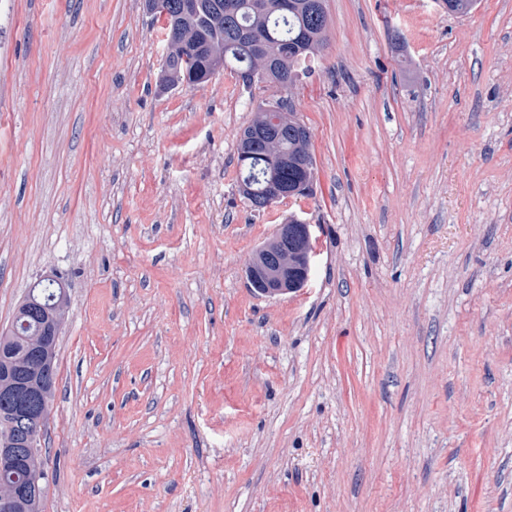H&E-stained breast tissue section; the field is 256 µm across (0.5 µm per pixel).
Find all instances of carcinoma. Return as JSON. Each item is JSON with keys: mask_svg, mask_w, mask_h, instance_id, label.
I'll use <instances>...</instances> for the list:
<instances>
[{"mask_svg": "<svg viewBox=\"0 0 512 512\" xmlns=\"http://www.w3.org/2000/svg\"><path fill=\"white\" fill-rule=\"evenodd\" d=\"M164 16L168 54L162 80L169 87L208 81L221 69L233 70L242 85L254 86L247 70L251 58L267 61L259 84L276 87L280 95L260 102L246 126L237 133L239 195L249 206L277 198L275 186L288 184L294 196L313 192L315 158L305 123L298 117L294 89L301 77L311 74L306 62L328 44L331 28L324 0H288V12L277 8L278 0H235L236 29L221 17L226 0H172ZM70 302L58 279L38 281L17 305L9 329L0 331V448L13 442L14 407L8 402L18 381L36 393L39 406L29 413L33 428H42L55 398L56 382L44 374L56 370L57 338L53 332L69 316ZM44 471L38 453L13 472L0 469V484ZM44 495L20 494L10 512H42Z\"/></svg>", "mask_w": 512, "mask_h": 512, "instance_id": "1", "label": "carcinoma"}]
</instances>
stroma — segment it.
<instances>
[{"instance_id":"stroma-1","label":"stroma","mask_w":512,"mask_h":512,"mask_svg":"<svg viewBox=\"0 0 512 512\" xmlns=\"http://www.w3.org/2000/svg\"><path fill=\"white\" fill-rule=\"evenodd\" d=\"M311 196L255 212L276 88L165 90L144 0H0V329L64 276L43 512H512V0H325ZM311 223L307 284L243 268Z\"/></svg>"}]
</instances>
